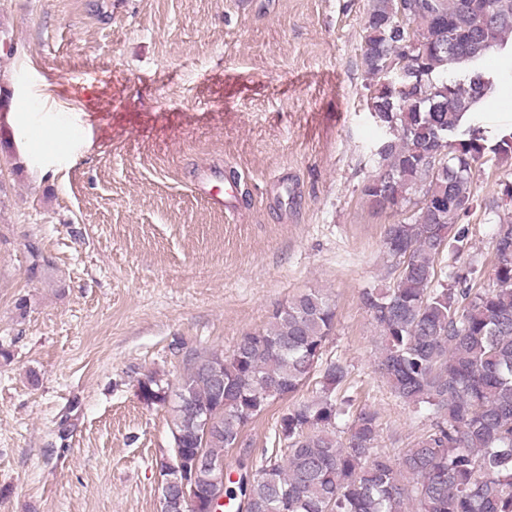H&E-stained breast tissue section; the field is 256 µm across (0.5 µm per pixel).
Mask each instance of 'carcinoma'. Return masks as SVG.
<instances>
[{"mask_svg": "<svg viewBox=\"0 0 512 512\" xmlns=\"http://www.w3.org/2000/svg\"><path fill=\"white\" fill-rule=\"evenodd\" d=\"M370 0L363 59L376 77L413 64L429 74L375 89L371 108L390 130L377 146L364 196L404 218L388 225L385 249L398 271L392 287L366 289L361 303L380 332L376 367L395 397L425 408L430 426L391 458L378 448L379 416L362 407L343 439L336 422L353 399L341 360L323 359L336 327L335 306L319 290L277 307L268 325L242 337L229 354L188 352L171 408L172 447L200 455L191 482L211 486L209 463L235 448L245 427L275 400L314 375L320 391L276 417L260 456L238 448L228 489L239 512H512V221L494 241L495 286L442 283L436 261L461 250L457 225L478 206L472 169L488 156L512 158V131L488 144L471 117L491 90L481 64L512 50V0ZM414 38L416 49L404 51ZM457 66L469 80L448 77ZM422 188L431 203L412 206ZM224 380V398L213 385ZM143 403L164 405L169 384L139 383Z\"/></svg>", "mask_w": 512, "mask_h": 512, "instance_id": "obj_1", "label": "carcinoma"}]
</instances>
